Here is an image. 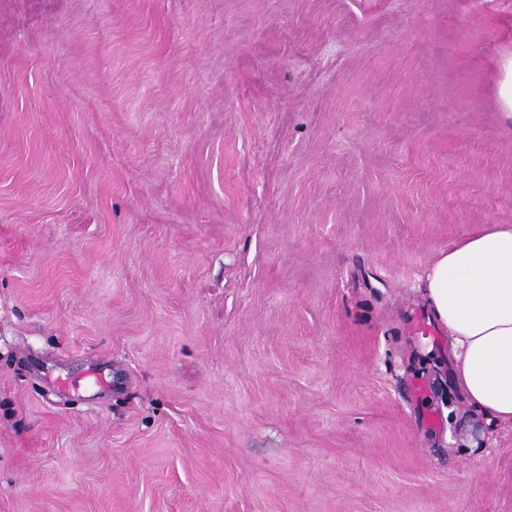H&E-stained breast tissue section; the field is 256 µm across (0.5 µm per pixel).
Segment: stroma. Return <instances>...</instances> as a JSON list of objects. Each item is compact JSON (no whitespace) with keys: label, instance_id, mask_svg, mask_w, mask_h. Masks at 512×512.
<instances>
[{"label":"stroma","instance_id":"1","mask_svg":"<svg viewBox=\"0 0 512 512\" xmlns=\"http://www.w3.org/2000/svg\"><path fill=\"white\" fill-rule=\"evenodd\" d=\"M511 53L512 0H0V512H512L408 328L512 224Z\"/></svg>","mask_w":512,"mask_h":512}]
</instances>
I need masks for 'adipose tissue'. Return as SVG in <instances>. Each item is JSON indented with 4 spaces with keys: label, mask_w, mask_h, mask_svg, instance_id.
<instances>
[{
    "label": "adipose tissue",
    "mask_w": 512,
    "mask_h": 512,
    "mask_svg": "<svg viewBox=\"0 0 512 512\" xmlns=\"http://www.w3.org/2000/svg\"><path fill=\"white\" fill-rule=\"evenodd\" d=\"M423 295L446 331L456 389L488 421L512 425V224H486L428 266Z\"/></svg>",
    "instance_id": "ef3b65f1"
}]
</instances>
